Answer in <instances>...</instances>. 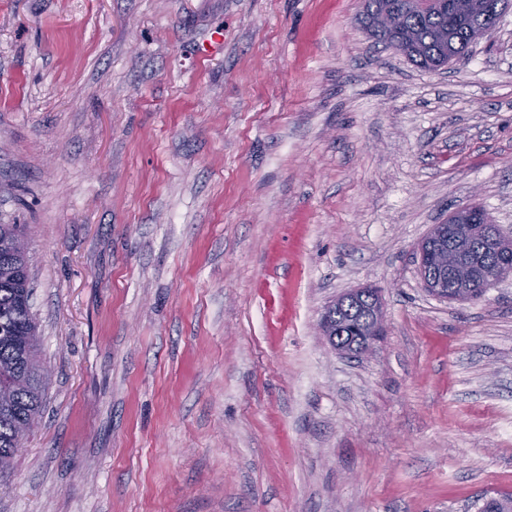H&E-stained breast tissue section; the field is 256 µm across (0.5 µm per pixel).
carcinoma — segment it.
Returning a JSON list of instances; mask_svg holds the SVG:
<instances>
[{"mask_svg":"<svg viewBox=\"0 0 512 512\" xmlns=\"http://www.w3.org/2000/svg\"><path fill=\"white\" fill-rule=\"evenodd\" d=\"M388 2L364 0L361 22L373 38L389 44L390 34L376 25ZM399 10L402 27L408 33L402 52L416 66L428 70L441 68L455 54L469 51L476 43L474 34L486 24L481 10L456 17L444 4L423 14L407 0H399ZM23 239V225L0 224V456L14 455L22 447L41 413L47 384L39 355L38 327L31 311L28 253L17 249ZM377 300V291L366 288L339 313L337 327L344 336L343 343L361 345L357 326ZM481 512H512V495L487 499Z\"/></svg>","mask_w":512,"mask_h":512,"instance_id":"1","label":"carcinoma"}]
</instances>
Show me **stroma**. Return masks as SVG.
I'll use <instances>...</instances> for the list:
<instances>
[{
    "mask_svg": "<svg viewBox=\"0 0 512 512\" xmlns=\"http://www.w3.org/2000/svg\"><path fill=\"white\" fill-rule=\"evenodd\" d=\"M362 7L0 0V224L49 373L0 512L512 494V276L451 302L417 263L466 205L512 237V9L429 71ZM353 288L385 318L357 358L320 329ZM390 0H364L361 22L369 34L379 42L391 44V36L376 25L377 16L387 7Z\"/></svg>",
    "mask_w": 512,
    "mask_h": 512,
    "instance_id": "35a3bbf8",
    "label": "stroma"
}]
</instances>
